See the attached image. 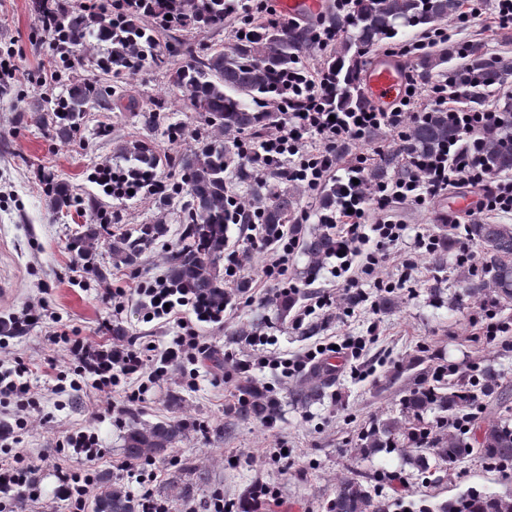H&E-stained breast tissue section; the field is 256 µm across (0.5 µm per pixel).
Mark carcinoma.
Instances as JSON below:
<instances>
[{
	"label": "carcinoma",
	"instance_id": "cac0c4a2",
	"mask_svg": "<svg viewBox=\"0 0 512 512\" xmlns=\"http://www.w3.org/2000/svg\"><path fill=\"white\" fill-rule=\"evenodd\" d=\"M227 0H157L158 10L177 9L192 20L212 27L224 23ZM462 0H356L352 13L333 15L329 24L342 35L341 50L326 62L334 83L336 105L343 112L368 107L358 93L355 73L361 55L397 37L399 30L420 27L426 31L461 13ZM307 28L267 27L248 39L237 41L227 49L209 48L189 54L187 64L175 72L174 81L189 92L190 105L199 118L217 135L199 142L182 155L179 164L182 180L172 184L171 194L188 195L185 228L178 245L165 252L167 283L171 288H187L195 293L224 298V249L230 224H264L277 235L293 231L290 218L298 207L297 196L286 189L264 195L256 190L251 203L237 211L228 204L230 188L225 173L231 156L237 154L240 135L258 130L272 118V109L288 103V90L280 83L283 73L296 69L302 52L311 43ZM464 63L457 69L471 102L481 105L485 91L512 74V59L489 57L483 45L471 43L462 54ZM99 92H90L84 83H74L62 96V117H53V130L60 139L77 134L86 109ZM459 136V129L448 124L443 108H432L417 123L408 137L407 151L417 155L436 152ZM127 171L147 178L159 169L160 158L146 141H132L120 148ZM481 162L492 173L512 170V122L501 125L486 136ZM394 152L379 155L368 169L366 179L372 184L402 177ZM54 208L61 212L71 206L69 189L54 183L51 187ZM165 232L161 223L143 224L138 237L121 234L110 240L108 249L115 266L135 267L143 247L152 244ZM465 236L482 248L481 268L467 273L463 288L467 295L480 299L486 291L498 299L512 301V224L476 221L465 225ZM99 244V231L93 224L84 225L75 237L76 248L85 256ZM336 249V238L321 228L303 243L304 254L316 266ZM501 375L487 367L480 380L453 382L419 379L401 401V417L380 422L363 437L359 451L396 447L395 435L404 433L400 452L406 461L431 482L430 461L451 465L476 455L486 465L497 469L512 465V421L504 419L487 424L476 423L467 434L448 429V416L480 406L486 397L501 394ZM324 380L311 375L295 393V399L307 404L320 398ZM243 398L237 414L242 419H266L275 413V401L256 385H239ZM435 417V427L420 426L425 414ZM187 427L181 419L154 424H132L123 439L128 461H146L160 457L175 447ZM438 512H512V487L486 492L468 490L437 505ZM93 512H140L139 501L122 487L104 478L97 486ZM329 512H386L375 498L368 479L353 470L336 479L335 496Z\"/></svg>",
	"mask_w": 512,
	"mask_h": 512
}]
</instances>
